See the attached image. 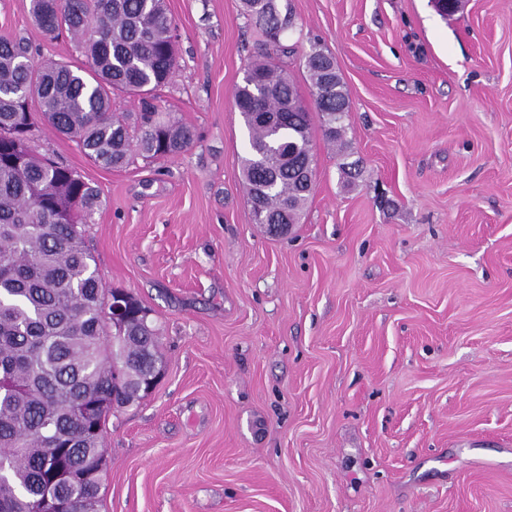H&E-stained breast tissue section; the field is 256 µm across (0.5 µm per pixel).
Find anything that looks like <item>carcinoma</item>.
<instances>
[{"label":"carcinoma","mask_w":512,"mask_h":512,"mask_svg":"<svg viewBox=\"0 0 512 512\" xmlns=\"http://www.w3.org/2000/svg\"><path fill=\"white\" fill-rule=\"evenodd\" d=\"M259 29L263 52L247 66L234 104L248 130L242 176L258 224L300 223L315 166L312 112L323 135L337 127L348 94L334 61L317 44L304 55L314 109L288 73L295 47L281 41L290 24L276 0H242ZM29 14L46 37L78 40L79 64L34 63L31 43L0 38V512H33L47 493L59 458L94 468L106 450L104 430L90 432L77 407L92 399L128 405L143 398L115 383L113 366L145 378L161 363L160 329L139 308L112 321L83 217L98 190L77 171L32 152L47 124L76 141L97 166L120 169L139 156L147 163L182 155L194 129L162 112L156 91L178 66L177 34L164 0H29ZM138 96L142 108L112 113V97ZM116 336L115 342L104 337ZM69 512H98L100 490L65 485Z\"/></svg>","instance_id":"cac0c4a2"}]
</instances>
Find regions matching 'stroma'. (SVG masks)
<instances>
[{
    "instance_id": "1",
    "label": "stroma",
    "mask_w": 512,
    "mask_h": 512,
    "mask_svg": "<svg viewBox=\"0 0 512 512\" xmlns=\"http://www.w3.org/2000/svg\"><path fill=\"white\" fill-rule=\"evenodd\" d=\"M278 3L300 97L316 40L349 100L343 148L311 124L286 235L243 184L232 93L261 36L241 0H166L181 156L110 171L50 126L31 143L97 187L103 283L161 329L160 382L107 419L99 510L512 512V0ZM1 35L80 57L29 0H0Z\"/></svg>"
}]
</instances>
